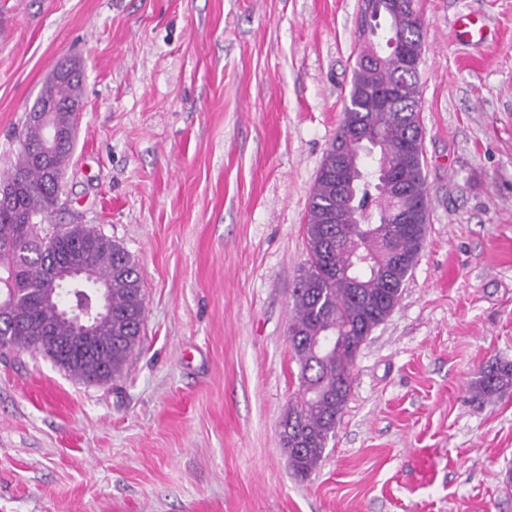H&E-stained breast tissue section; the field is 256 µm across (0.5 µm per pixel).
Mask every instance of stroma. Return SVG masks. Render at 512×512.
<instances>
[{
  "mask_svg": "<svg viewBox=\"0 0 512 512\" xmlns=\"http://www.w3.org/2000/svg\"><path fill=\"white\" fill-rule=\"evenodd\" d=\"M360 0H0V182L56 68L82 112L55 223L139 265L144 337L92 386L0 354V512H512V0H416L426 237L294 476L291 290L361 52ZM484 38L459 41V15ZM477 375L472 385L474 396H492L512 386V363L489 361Z\"/></svg>",
  "mask_w": 512,
  "mask_h": 512,
  "instance_id": "1",
  "label": "stroma"
}]
</instances>
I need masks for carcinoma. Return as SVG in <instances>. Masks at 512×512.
I'll return each instance as SVG.
<instances>
[{
    "label": "carcinoma",
    "mask_w": 512,
    "mask_h": 512,
    "mask_svg": "<svg viewBox=\"0 0 512 512\" xmlns=\"http://www.w3.org/2000/svg\"><path fill=\"white\" fill-rule=\"evenodd\" d=\"M392 36L419 41L421 21L411 8L389 16ZM54 85V100L66 104L81 97V73ZM417 74L401 69L389 54L376 63L356 67L344 120L318 171L306 227L308 260L292 289L293 314L288 335L299 366L300 392L280 422L282 447L288 450L293 474L304 480L325 458L328 439L336 429L350 395L351 372L361 345L393 311L412 274L429 220L424 156L403 147L422 136ZM394 84V103L383 108L362 95L364 87ZM378 144V165L408 187L392 195L367 178L355 184L344 205L355 212L350 224H328L325 216L338 202L336 181L326 173L336 143L346 144L345 172L361 167L355 142ZM41 128L24 123L19 134L18 164L8 180L15 183L12 203L0 207V267L14 288L3 303L0 353L35 351L74 377L88 383L103 374L122 373L131 352L142 342L145 298L138 264L120 244L81 226L63 232L45 227L54 213V179L66 170L72 146L40 155ZM419 210L413 231L400 233L398 217ZM79 247L95 280L108 291L112 319L95 333L96 355L85 356L71 323L61 318L58 305L43 297L46 281L34 266L51 265L56 254ZM512 386V363L489 361L478 372L472 391L476 397L497 394Z\"/></svg>",
    "instance_id": "obj_1"
}]
</instances>
